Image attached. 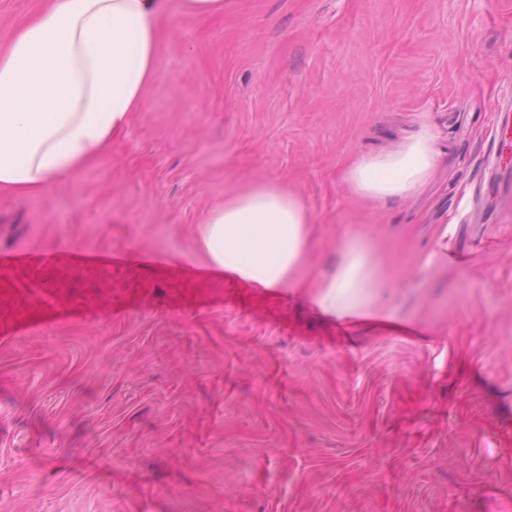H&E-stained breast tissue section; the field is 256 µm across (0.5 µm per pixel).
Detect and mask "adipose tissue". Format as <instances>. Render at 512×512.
Returning a JSON list of instances; mask_svg holds the SVG:
<instances>
[{"instance_id": "ef3b65f1", "label": "adipose tissue", "mask_w": 512, "mask_h": 512, "mask_svg": "<svg viewBox=\"0 0 512 512\" xmlns=\"http://www.w3.org/2000/svg\"><path fill=\"white\" fill-rule=\"evenodd\" d=\"M165 0H48L0 54V191L38 195L103 156L145 106ZM438 141L423 128L397 150L358 157L343 172L351 191L402 200L430 184ZM312 215L287 187L260 182L225 199L204 221L201 242L215 269L263 289L298 283ZM380 282L371 247L347 234L324 276L319 308H364Z\"/></svg>"}]
</instances>
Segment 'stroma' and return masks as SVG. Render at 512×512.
<instances>
[{"label":"stroma","mask_w":512,"mask_h":512,"mask_svg":"<svg viewBox=\"0 0 512 512\" xmlns=\"http://www.w3.org/2000/svg\"><path fill=\"white\" fill-rule=\"evenodd\" d=\"M43 2L0 0V52ZM146 99L76 177L0 193V512H512V0L175 6ZM426 118L431 184L354 195ZM262 181L313 216L270 300L200 240ZM347 231L382 274L357 326L312 300Z\"/></svg>","instance_id":"35a3bbf8"}]
</instances>
